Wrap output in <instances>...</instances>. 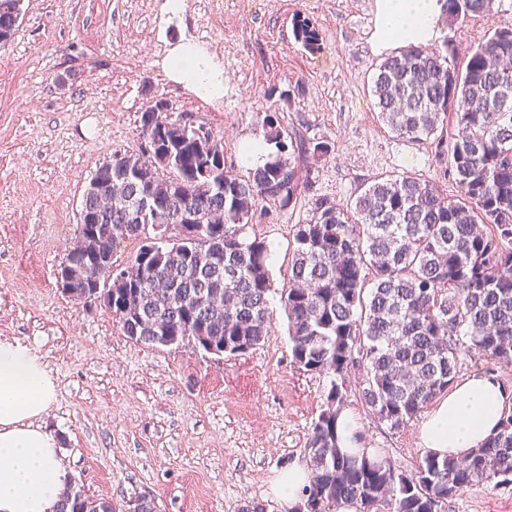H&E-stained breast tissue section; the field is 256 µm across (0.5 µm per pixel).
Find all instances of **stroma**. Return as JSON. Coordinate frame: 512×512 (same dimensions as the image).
Returning <instances> with one entry per match:
<instances>
[{"instance_id": "stroma-1", "label": "stroma", "mask_w": 512, "mask_h": 512, "mask_svg": "<svg viewBox=\"0 0 512 512\" xmlns=\"http://www.w3.org/2000/svg\"><path fill=\"white\" fill-rule=\"evenodd\" d=\"M21 0L0 48V340L28 347L57 384L42 424L59 437L73 480L126 507L147 493L157 512H291L275 485L326 403L329 378L293 362L279 291L293 233L317 200L344 205L385 175L444 182L433 145L401 138L378 118L371 79L400 42L381 37V0ZM320 34L308 49L296 17ZM512 18V0L462 21L438 17L433 48L470 45ZM193 43L224 72V93L173 81L165 61ZM163 99L173 116L212 128L236 174L246 140L276 115L292 141H327L330 155L301 157L296 204L255 213L247 237L270 250V331L257 348L217 357L185 345L129 339L105 307L61 292L57 273L78 233L82 194L116 151H138L141 114ZM363 447L408 470L425 450L419 421L393 431L360 403L347 408ZM445 512H512V485L481 481Z\"/></svg>"}]
</instances>
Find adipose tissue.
<instances>
[{
    "instance_id": "obj_1",
    "label": "adipose tissue",
    "mask_w": 512,
    "mask_h": 512,
    "mask_svg": "<svg viewBox=\"0 0 512 512\" xmlns=\"http://www.w3.org/2000/svg\"><path fill=\"white\" fill-rule=\"evenodd\" d=\"M436 0H383L377 25L398 31L400 40L433 34ZM170 76L203 94L224 92V73L192 45L167 57ZM56 394L48 371L20 344L0 340V512H58L71 485L60 441L41 425ZM512 391L483 371L453 384L427 412L419 427L426 452L462 458L496 433Z\"/></svg>"
}]
</instances>
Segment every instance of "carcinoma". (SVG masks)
<instances>
[{
  "label": "carcinoma",
  "mask_w": 512,
  "mask_h": 512,
  "mask_svg": "<svg viewBox=\"0 0 512 512\" xmlns=\"http://www.w3.org/2000/svg\"><path fill=\"white\" fill-rule=\"evenodd\" d=\"M19 0H0V41H10ZM492 0H443L455 20L484 13ZM295 37L319 46L305 19ZM379 120L394 134L433 141L448 154L455 194L410 175L378 178L350 206L326 200L296 225L293 261L281 301L293 362L330 378L324 408L305 452L312 471L294 512H442L443 505L483 480L512 484V410L498 431L457 462L425 455L408 473L375 454L340 451L338 419L350 397L378 423L405 428L448 391L468 358L512 364V21L470 51L465 70L454 49L410 44L384 58L372 77ZM158 99L141 115L153 152L116 151L92 180L120 191L104 205L83 194L81 207L99 215L97 233L79 235L66 256L71 287L113 263L127 239L143 241L112 281L109 310L123 333L141 343H194L229 355L259 346L269 333L272 292L269 249L244 236L266 201L290 205L301 194L278 118L263 119L268 160L245 176L225 171L224 147L212 130L187 134L180 119L162 116ZM454 116L446 141L440 122ZM206 236L199 248L179 226ZM156 235H146V228ZM358 379L350 381V374ZM59 512H116L112 501L72 486Z\"/></svg>",
  "instance_id": "cac0c4a2"
}]
</instances>
